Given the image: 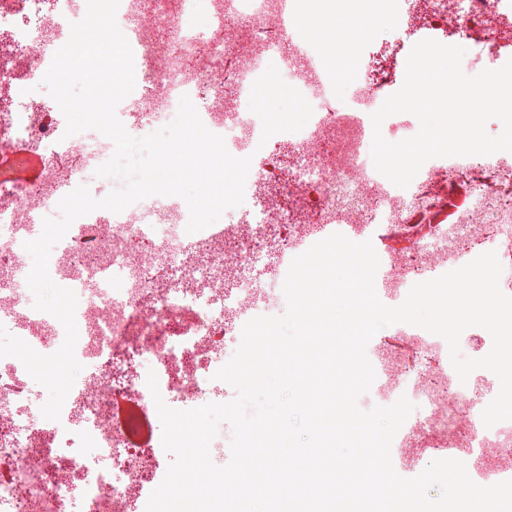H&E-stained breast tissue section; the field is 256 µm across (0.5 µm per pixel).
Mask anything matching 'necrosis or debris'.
Listing matches in <instances>:
<instances>
[{"mask_svg":"<svg viewBox=\"0 0 512 512\" xmlns=\"http://www.w3.org/2000/svg\"><path fill=\"white\" fill-rule=\"evenodd\" d=\"M198 1L206 20L195 31L185 19ZM403 2L398 24L404 30L439 33L490 57L512 46V0ZM85 13L81 0H0V159L37 167L27 181L0 176V325L44 355L61 347L64 328L14 288L13 275L28 256L31 225L51 216L62 186L81 184L79 172L62 167L60 157L77 150L101 164L114 148L100 134L66 136L56 102L33 93L52 49L68 41L71 23ZM116 20L135 64L150 74L117 107L127 131L149 127L153 103L173 113L182 96L205 100L200 118L232 155L243 156L244 141L254 144L245 196L260 201L261 210L253 223L225 224L220 236L208 228L187 233L189 210L174 201L157 206L150 223L140 201L72 223L53 247L49 274L77 295L75 356L82 369L59 419L49 420L13 394L29 378L21 361L0 358V394L9 398L0 404V462L11 468L0 481V512H69L76 497L81 512H131L157 475L163 446L157 435L140 444L129 440L139 418L113 422V398L156 416L151 372L165 402L215 395L211 362L224 351L225 327L244 312L276 315L285 301L283 267L271 270L277 287L269 293L233 277L270 243L289 263L319 224L334 225L355 242L391 239L378 257L396 303L414 284L454 270L462 253L475 258L491 250L512 267V233L493 230L512 224V156L428 161L421 181L402 192L370 167L367 129L379 105L369 49L355 48L358 79L341 90L337 107L306 92L313 80L335 81L321 47L285 72L298 88L295 109L310 115L291 135L272 128L264 112L229 123L228 113L248 101L228 92L219 62L227 50L254 61L273 53L274 43L260 33L281 28L282 0H241L230 19L224 0H120ZM396 334L410 354H389V369L374 382L376 404L407 396L416 416L406 422V448L429 450L453 439L457 459L481 457L486 482L495 483L512 462V432L500 423L484 425L489 394H473L453 368L433 364V356L449 353L443 338L423 331L409 336L401 328Z\"/></svg>","mask_w":512,"mask_h":512,"instance_id":"1","label":"necrosis or debris"}]
</instances>
